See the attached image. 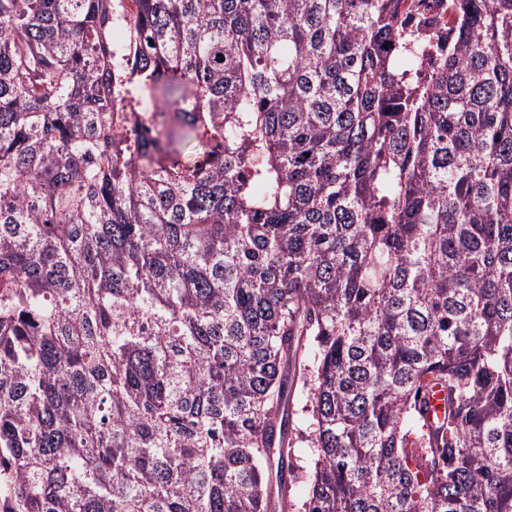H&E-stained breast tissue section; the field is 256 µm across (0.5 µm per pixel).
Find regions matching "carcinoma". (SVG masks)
Masks as SVG:
<instances>
[{"label": "carcinoma", "mask_w": 512, "mask_h": 512, "mask_svg": "<svg viewBox=\"0 0 512 512\" xmlns=\"http://www.w3.org/2000/svg\"><path fill=\"white\" fill-rule=\"evenodd\" d=\"M456 2L433 55L404 0H0V512H512V0Z\"/></svg>", "instance_id": "obj_1"}]
</instances>
